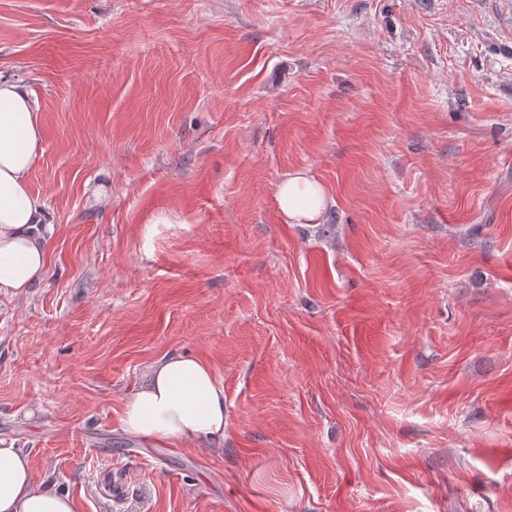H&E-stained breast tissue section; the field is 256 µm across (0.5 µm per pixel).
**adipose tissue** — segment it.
<instances>
[{
  "mask_svg": "<svg viewBox=\"0 0 512 512\" xmlns=\"http://www.w3.org/2000/svg\"><path fill=\"white\" fill-rule=\"evenodd\" d=\"M44 129L34 94L0 81V294L17 295L39 281L48 260L42 223L46 203L29 183L43 151ZM289 223L311 224L326 204L321 185L296 172L278 187ZM122 426L148 445L224 444V388L200 358L171 355L154 362L123 405ZM0 512H79L62 491L41 485L29 458L0 440Z\"/></svg>",
  "mask_w": 512,
  "mask_h": 512,
  "instance_id": "ef3b65f1",
  "label": "adipose tissue"
}]
</instances>
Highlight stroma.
<instances>
[{"instance_id": "obj_1", "label": "stroma", "mask_w": 512, "mask_h": 512, "mask_svg": "<svg viewBox=\"0 0 512 512\" xmlns=\"http://www.w3.org/2000/svg\"><path fill=\"white\" fill-rule=\"evenodd\" d=\"M512 0H0L47 271L0 439L79 512H512ZM305 171L318 223L277 187ZM331 232H322V225ZM198 356L224 445L121 424ZM277 201L289 223L312 224L325 207L326 194L312 177L296 172L280 183Z\"/></svg>"}]
</instances>
